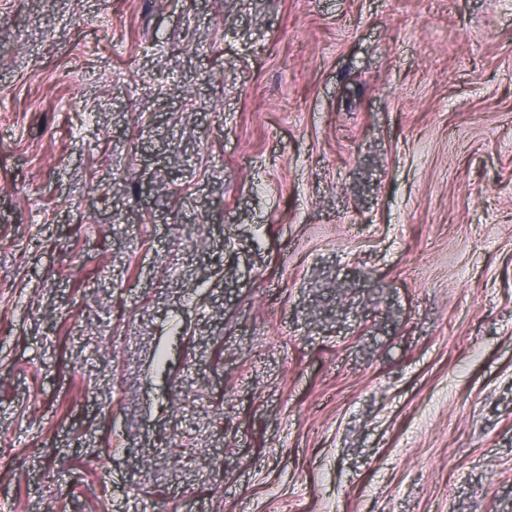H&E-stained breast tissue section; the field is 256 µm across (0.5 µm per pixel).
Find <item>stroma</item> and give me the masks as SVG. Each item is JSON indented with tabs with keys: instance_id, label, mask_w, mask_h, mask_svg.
Returning <instances> with one entry per match:
<instances>
[{
	"instance_id": "stroma-1",
	"label": "stroma",
	"mask_w": 512,
	"mask_h": 512,
	"mask_svg": "<svg viewBox=\"0 0 512 512\" xmlns=\"http://www.w3.org/2000/svg\"><path fill=\"white\" fill-rule=\"evenodd\" d=\"M0 512H512V0H0Z\"/></svg>"
}]
</instances>
